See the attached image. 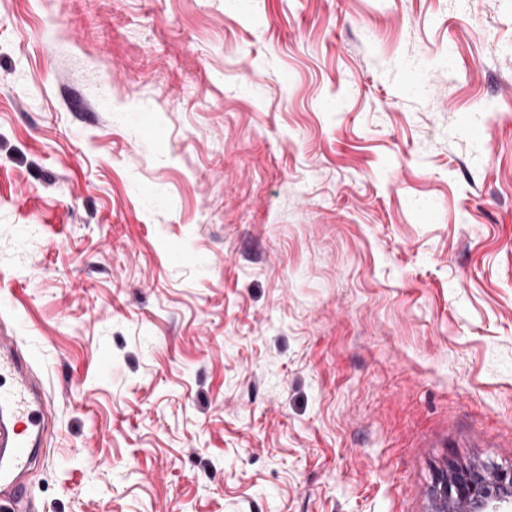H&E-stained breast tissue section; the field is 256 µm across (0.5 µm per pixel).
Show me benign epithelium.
<instances>
[{"label": "benign epithelium", "instance_id": "benign-epithelium-1", "mask_svg": "<svg viewBox=\"0 0 512 512\" xmlns=\"http://www.w3.org/2000/svg\"><path fill=\"white\" fill-rule=\"evenodd\" d=\"M432 492L440 512H512V468L450 463Z\"/></svg>", "mask_w": 512, "mask_h": 512}]
</instances>
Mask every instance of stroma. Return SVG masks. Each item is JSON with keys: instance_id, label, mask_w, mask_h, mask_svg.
<instances>
[{"instance_id": "1", "label": "stroma", "mask_w": 512, "mask_h": 512, "mask_svg": "<svg viewBox=\"0 0 512 512\" xmlns=\"http://www.w3.org/2000/svg\"><path fill=\"white\" fill-rule=\"evenodd\" d=\"M2 297L32 512L512 466V0H0Z\"/></svg>"}]
</instances>
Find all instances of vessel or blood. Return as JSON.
Returning <instances> with one entry per match:
<instances>
[{
    "instance_id": "vessel-or-blood-1",
    "label": "vessel or blood",
    "mask_w": 512,
    "mask_h": 512,
    "mask_svg": "<svg viewBox=\"0 0 512 512\" xmlns=\"http://www.w3.org/2000/svg\"><path fill=\"white\" fill-rule=\"evenodd\" d=\"M48 429L46 390L33 382L18 338L0 336V487L15 505L28 500L21 477L36 466Z\"/></svg>"
}]
</instances>
